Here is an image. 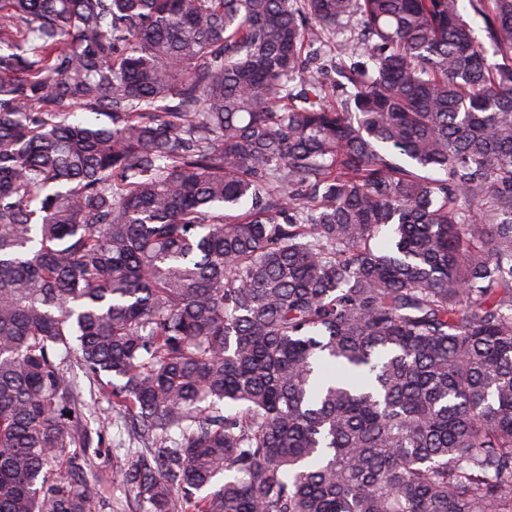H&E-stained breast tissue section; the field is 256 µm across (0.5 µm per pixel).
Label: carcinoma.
I'll return each mask as SVG.
<instances>
[{
  "label": "carcinoma",
  "instance_id": "obj_1",
  "mask_svg": "<svg viewBox=\"0 0 512 512\" xmlns=\"http://www.w3.org/2000/svg\"><path fill=\"white\" fill-rule=\"evenodd\" d=\"M79 374L135 512H512V0H0V512Z\"/></svg>",
  "mask_w": 512,
  "mask_h": 512
}]
</instances>
